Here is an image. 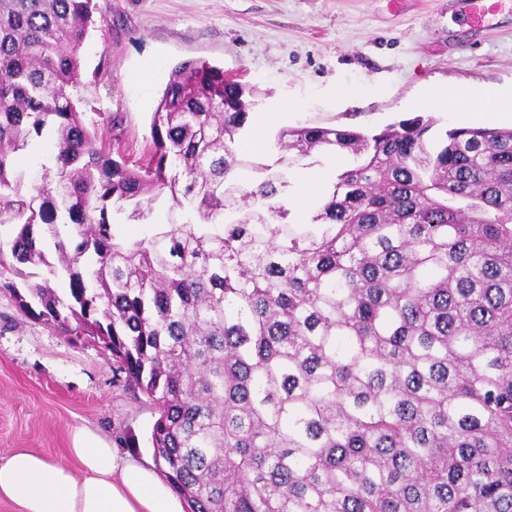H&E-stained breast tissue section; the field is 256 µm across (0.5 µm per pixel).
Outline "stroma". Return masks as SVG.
<instances>
[{
    "label": "stroma",
    "instance_id": "1",
    "mask_svg": "<svg viewBox=\"0 0 512 512\" xmlns=\"http://www.w3.org/2000/svg\"><path fill=\"white\" fill-rule=\"evenodd\" d=\"M96 26L81 52L88 123L120 134L129 166L152 148L151 115L172 69L221 68L274 111L269 135L303 124L374 130L415 113L431 88L512 91V0L470 21L467 0H94ZM118 129H111L110 120ZM343 157L315 154L291 169L282 199L294 219L315 209L305 177L331 183ZM156 419L126 391L111 356L21 313L0 293V460L29 448L66 461L75 429L112 447L138 440L132 457L153 464Z\"/></svg>",
    "mask_w": 512,
    "mask_h": 512
}]
</instances>
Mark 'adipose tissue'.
I'll use <instances>...</instances> for the list:
<instances>
[{"label": "adipose tissue", "mask_w": 512, "mask_h": 512, "mask_svg": "<svg viewBox=\"0 0 512 512\" xmlns=\"http://www.w3.org/2000/svg\"><path fill=\"white\" fill-rule=\"evenodd\" d=\"M73 465L27 448L0 460V503L13 512H185L187 505L158 472L76 430Z\"/></svg>", "instance_id": "1"}]
</instances>
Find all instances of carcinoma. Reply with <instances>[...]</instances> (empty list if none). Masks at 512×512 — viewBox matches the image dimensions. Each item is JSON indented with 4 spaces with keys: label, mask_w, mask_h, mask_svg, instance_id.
Returning a JSON list of instances; mask_svg holds the SVG:
<instances>
[{
    "label": "carcinoma",
    "mask_w": 512,
    "mask_h": 512,
    "mask_svg": "<svg viewBox=\"0 0 512 512\" xmlns=\"http://www.w3.org/2000/svg\"><path fill=\"white\" fill-rule=\"evenodd\" d=\"M94 10L0 0V291L104 343L187 512H512V129L306 125L265 164L234 148L255 90L188 61L131 168L73 94ZM315 151L353 163L298 222ZM167 209V203L164 200H159L154 204V213L146 222L142 221H126L124 217H119L117 222H121L120 231L122 237L128 241L138 240L146 235L148 232L147 223H161L164 222V214Z\"/></svg>",
    "instance_id": "1"
}]
</instances>
